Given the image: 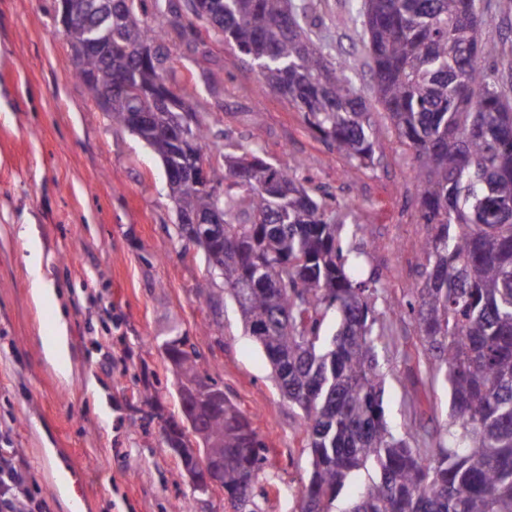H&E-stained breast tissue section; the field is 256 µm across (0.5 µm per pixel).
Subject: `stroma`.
<instances>
[{
    "mask_svg": "<svg viewBox=\"0 0 512 512\" xmlns=\"http://www.w3.org/2000/svg\"><path fill=\"white\" fill-rule=\"evenodd\" d=\"M311 2L332 57L347 63L367 94L356 0ZM482 36L499 47L486 66L512 63V0H490ZM165 45L176 75H192L189 88L226 150L257 145L299 167L336 223L364 225L362 271L378 281L377 308L397 347L414 350L404 303L419 285L427 227L416 221L410 151L384 126L380 164L352 167L232 46L204 31L190 36L174 18ZM30 239L54 296L32 291ZM207 279L222 288L202 251L178 234L160 160L112 124L76 78L55 0H0V448L29 464L47 512H181L193 497L178 458L160 449L166 420L181 414L177 381L160 351L171 336L189 337L199 369L265 444L267 512H294L307 467L301 417L282 399L233 302L197 301ZM60 311L66 378L42 345ZM381 361L388 421L430 433L443 425L446 388H406L401 358L385 353ZM148 385L158 390L151 405L140 397ZM193 499L194 512H232L229 503Z\"/></svg>",
    "mask_w": 512,
    "mask_h": 512,
    "instance_id": "obj_1",
    "label": "stroma"
}]
</instances>
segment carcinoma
Here are the masks:
<instances>
[{
  "instance_id": "1",
  "label": "carcinoma",
  "mask_w": 512,
  "mask_h": 512,
  "mask_svg": "<svg viewBox=\"0 0 512 512\" xmlns=\"http://www.w3.org/2000/svg\"><path fill=\"white\" fill-rule=\"evenodd\" d=\"M75 46L112 26V55L88 56L81 79L103 87L123 74L141 97L112 94L110 120L160 161L174 152L163 123L129 126V114L169 92L164 25L147 0H88ZM225 43L258 69L264 84L302 113L306 124L349 163L371 166L378 121L347 68L330 61L294 0H186ZM481 0H361L372 82L397 141L412 153L417 207L428 235L420 285L406 304L420 348L408 382L427 375L448 387L444 432L419 439L396 433L384 408L378 348L377 280L357 278L365 251L348 238L361 224H332L327 203L296 168L259 147L219 152L213 180L224 199L190 181L169 187L175 210H220L194 245L220 271L245 332L263 350L284 399L300 411L309 468L295 512H512V86L480 61L495 51L481 35ZM198 112L193 91L174 97ZM334 326L327 325L330 315ZM187 337L165 340L191 362ZM197 416L224 448V490L234 512H265L262 486L272 464L249 419L229 397L199 400ZM358 491L339 501L345 487ZM341 505H336V502Z\"/></svg>"
}]
</instances>
